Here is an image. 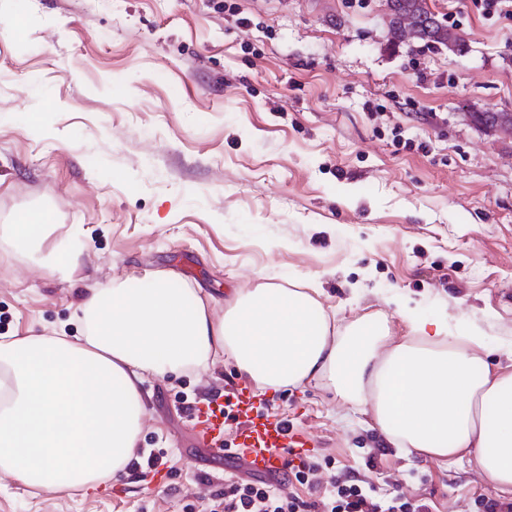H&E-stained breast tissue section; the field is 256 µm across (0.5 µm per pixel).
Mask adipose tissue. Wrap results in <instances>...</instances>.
I'll return each mask as SVG.
<instances>
[{"instance_id":"ef3b65f1","label":"adipose tissue","mask_w":512,"mask_h":512,"mask_svg":"<svg viewBox=\"0 0 512 512\" xmlns=\"http://www.w3.org/2000/svg\"><path fill=\"white\" fill-rule=\"evenodd\" d=\"M54 227L37 209L0 231L47 248V270L68 277L79 251ZM208 305L160 270L90 289L77 340L0 336V472L58 492L119 479L138 451L147 379L222 357L263 391L326 388L402 453L467 458L512 493V369L490 367L482 336L412 314L397 341L380 320L339 327L307 289L275 284L236 291L218 318Z\"/></svg>"}]
</instances>
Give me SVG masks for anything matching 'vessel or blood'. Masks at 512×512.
<instances>
[{
  "mask_svg": "<svg viewBox=\"0 0 512 512\" xmlns=\"http://www.w3.org/2000/svg\"><path fill=\"white\" fill-rule=\"evenodd\" d=\"M233 415L235 445L249 469L274 477L283 474L289 453H303L310 438L302 432L286 429L280 419L248 388H234L227 398H211L193 412L197 438L210 446L224 439L226 415Z\"/></svg>",
  "mask_w": 512,
  "mask_h": 512,
  "instance_id": "obj_1",
  "label": "vessel or blood"
}]
</instances>
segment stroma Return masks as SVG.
<instances>
[{
  "label": "stroma",
  "mask_w": 512,
  "mask_h": 512,
  "mask_svg": "<svg viewBox=\"0 0 512 512\" xmlns=\"http://www.w3.org/2000/svg\"><path fill=\"white\" fill-rule=\"evenodd\" d=\"M19 2L0 0V225L46 208L83 250L63 279L0 236V336H76L88 289L171 269L219 316L235 289L315 283L336 323L403 336L405 300L512 365V139L464 118L512 112L511 12L429 0L467 39L452 57L392 44L385 0ZM245 381L226 359L149 378L126 479L60 494L0 474V512H222L247 467L199 445L190 409ZM269 401L313 440L321 485L351 471L428 512L512 503L467 459L386 447L324 389Z\"/></svg>",
  "instance_id": "obj_1"
}]
</instances>
